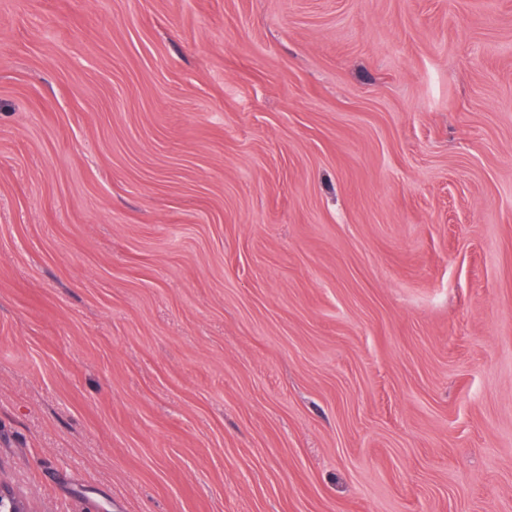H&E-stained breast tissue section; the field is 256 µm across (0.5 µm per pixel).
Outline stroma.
I'll use <instances>...</instances> for the list:
<instances>
[{"instance_id": "stroma-1", "label": "stroma", "mask_w": 512, "mask_h": 512, "mask_svg": "<svg viewBox=\"0 0 512 512\" xmlns=\"http://www.w3.org/2000/svg\"><path fill=\"white\" fill-rule=\"evenodd\" d=\"M0 484L512 512V0H0Z\"/></svg>"}]
</instances>
